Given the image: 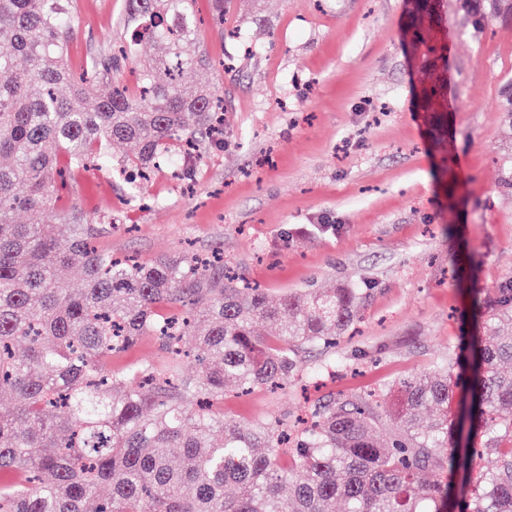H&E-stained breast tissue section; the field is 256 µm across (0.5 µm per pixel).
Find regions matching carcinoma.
Returning <instances> with one entry per match:
<instances>
[{
    "instance_id": "carcinoma-1",
    "label": "carcinoma",
    "mask_w": 512,
    "mask_h": 512,
    "mask_svg": "<svg viewBox=\"0 0 512 512\" xmlns=\"http://www.w3.org/2000/svg\"><path fill=\"white\" fill-rule=\"evenodd\" d=\"M195 2L123 0L124 36L90 57L88 78L64 62L75 0H0V396L12 400L0 410V512H512V280L482 303L468 426L448 419L450 361L385 388L383 417L364 400L330 401L292 439L278 422L245 427L211 408L336 344L360 318L359 289L272 298L221 257L115 258L95 246L115 225L75 207L57 224L15 220L89 165L118 171L135 202L152 169L181 171L199 138L224 133L217 94L181 81L203 62ZM458 7L476 32L512 19V0ZM439 8L414 5L420 42ZM145 38L164 52L132 88L122 71ZM115 143L134 154L114 157ZM73 266L76 287L60 278ZM143 336L176 355L192 338L196 375L175 383L148 362L113 372L112 355ZM474 433L483 447H448Z\"/></svg>"
}]
</instances>
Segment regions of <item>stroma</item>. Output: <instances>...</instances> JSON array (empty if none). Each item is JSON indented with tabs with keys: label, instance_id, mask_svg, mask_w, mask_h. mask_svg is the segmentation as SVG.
Returning a JSON list of instances; mask_svg holds the SVG:
<instances>
[{
	"label": "stroma",
	"instance_id": "obj_1",
	"mask_svg": "<svg viewBox=\"0 0 512 512\" xmlns=\"http://www.w3.org/2000/svg\"><path fill=\"white\" fill-rule=\"evenodd\" d=\"M208 64L186 75L224 101V145L202 146L191 180L169 169L145 181L138 206L108 170L78 172L42 214L65 205L116 221L97 239L117 257L148 262L181 250L223 253L276 297L299 288L360 289L361 323L331 348L306 350L304 370L343 372L303 396L297 385L226 392L225 417L243 424L300 413L305 399L355 400L456 358L473 377L478 303L512 277V21L474 33L444 0L447 97L418 93L430 56L412 35L407 0H237L223 25L196 0ZM122 0H77L66 64L118 38Z\"/></svg>",
	"mask_w": 512,
	"mask_h": 512
}]
</instances>
